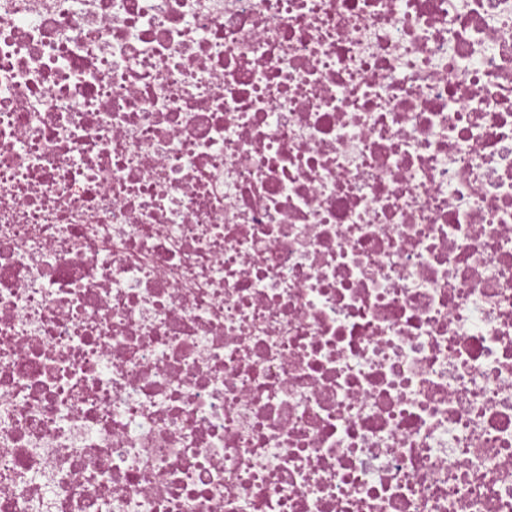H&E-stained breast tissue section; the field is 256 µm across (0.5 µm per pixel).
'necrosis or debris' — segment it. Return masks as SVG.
Segmentation results:
<instances>
[{"mask_svg": "<svg viewBox=\"0 0 512 512\" xmlns=\"http://www.w3.org/2000/svg\"><path fill=\"white\" fill-rule=\"evenodd\" d=\"M0 512H512V0H0Z\"/></svg>", "mask_w": 512, "mask_h": 512, "instance_id": "1", "label": "necrosis or debris"}]
</instances>
